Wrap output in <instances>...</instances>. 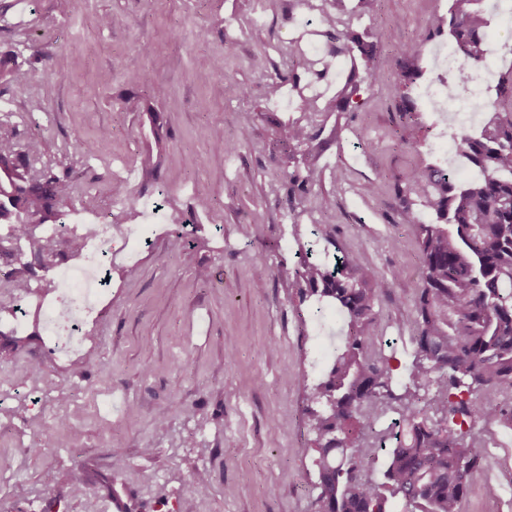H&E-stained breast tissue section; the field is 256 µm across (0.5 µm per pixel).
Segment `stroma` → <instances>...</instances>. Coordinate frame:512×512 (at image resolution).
<instances>
[{"instance_id":"obj_1","label":"stroma","mask_w":512,"mask_h":512,"mask_svg":"<svg viewBox=\"0 0 512 512\" xmlns=\"http://www.w3.org/2000/svg\"><path fill=\"white\" fill-rule=\"evenodd\" d=\"M312 2L310 12L296 0H74L66 9L59 0H0V50L28 75L0 87V123L16 129L18 149L41 140L34 168L66 176V209L93 207L129 229L147 220L165 228L135 259H115L112 301L69 362L52 360L44 335L0 352V390L8 393L0 471L12 477V512L33 499L70 512L77 474L95 512H121L124 500L137 512L163 501L190 512H315L305 389L321 376L325 338L312 331L315 306L289 297L284 270L295 247L319 258L335 248L388 282L377 326L407 379L420 260L398 219L395 186L437 161L431 145L442 130L401 116L396 61L419 45V66L431 75L428 20L446 13L448 0H378L364 13L345 0L342 22L372 34L383 74L351 112L302 109L303 98L344 82L346 59L326 81L303 72L297 85L268 94L310 44L332 46L320 20L326 2ZM107 15L118 23L101 25ZM229 80L246 95L227 94ZM295 119L319 134L296 152L295 170L318 175L301 197L290 195L278 165L276 125ZM219 140L228 145L221 153L212 149ZM202 198L208 209H199ZM326 198L333 205L325 213ZM180 218L202 225L205 245L178 236ZM202 269L209 281L198 279ZM36 361L34 392L16 370ZM71 365L79 375L68 373ZM161 413L169 416L163 428L155 424ZM19 426L37 453L17 448ZM477 429L488 453L463 512H512L504 486L512 428ZM201 469L211 474L204 496L191 482ZM99 470L111 473L120 502L95 490Z\"/></svg>"}]
</instances>
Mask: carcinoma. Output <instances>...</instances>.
Returning a JSON list of instances; mask_svg holds the SVG:
<instances>
[{
  "label": "carcinoma",
  "mask_w": 512,
  "mask_h": 512,
  "mask_svg": "<svg viewBox=\"0 0 512 512\" xmlns=\"http://www.w3.org/2000/svg\"><path fill=\"white\" fill-rule=\"evenodd\" d=\"M448 13L434 14L430 34L449 32L471 69L485 67L488 19L484 0H449ZM336 55L318 62L303 59L317 76L330 72L339 57L359 55L364 76L351 72L323 112H348L361 86L381 79L376 45L366 32L338 28L329 12L322 15ZM421 49L401 50L400 81L406 89L399 110L416 116L409 95L419 76ZM27 74L13 56L0 52V84ZM491 117L479 134H464L465 158L481 177L462 181L449 168L430 163L408 172L396 186L400 223L412 230L420 259L414 298V358L409 381L402 383L381 356L382 337L375 305L388 288L369 269L347 256L312 261L299 257L288 269V282L299 303L324 302L345 323L342 348L323 379L306 388L305 414L314 433L317 456L315 512H461L471 478L484 460L488 442L474 431L480 422L512 426V71L502 75L492 104L476 103ZM285 145L281 166L294 159L293 148L307 146L314 135L291 120L276 130ZM13 128L0 125V225H11L32 260L20 248L1 247L0 264L16 293L25 294L44 269L63 253L34 228L62 223L66 184L54 174H31L30 156L41 150L38 139L20 151ZM435 378V396L420 390ZM399 415L396 430L377 429V409ZM387 451L382 479L367 472L376 449Z\"/></svg>",
  "instance_id": "obj_1"
}]
</instances>
